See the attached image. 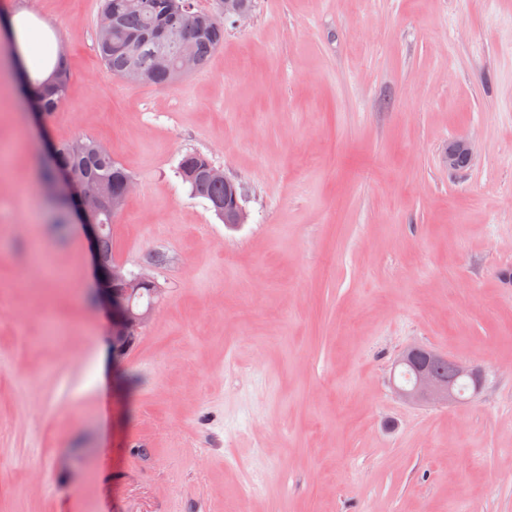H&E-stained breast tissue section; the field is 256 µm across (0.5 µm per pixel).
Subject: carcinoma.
I'll return each mask as SVG.
<instances>
[{"label":"carcinoma","instance_id":"1","mask_svg":"<svg viewBox=\"0 0 512 512\" xmlns=\"http://www.w3.org/2000/svg\"><path fill=\"white\" fill-rule=\"evenodd\" d=\"M101 12L112 15V32L108 38L96 36L97 52L106 69L115 77L137 66L147 74L146 83L165 89L175 83L179 65L178 47L164 41L158 31L183 27L191 41L198 67H204L224 44V16L196 10L191 0H101ZM56 78L31 97L33 109L48 116L65 101L68 94L66 65H55ZM54 166L44 169V182H53L59 171L70 173L81 187L97 191L103 201L96 223L107 225L100 242L103 259L101 272L105 286H112L111 226L115 212L112 196L124 192L131 178L127 170L112 157L100 142L78 138L53 146ZM210 159L203 153L187 151L182 155L177 173L197 194Z\"/></svg>","mask_w":512,"mask_h":512}]
</instances>
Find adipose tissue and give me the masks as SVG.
I'll use <instances>...</instances> for the list:
<instances>
[{"mask_svg": "<svg viewBox=\"0 0 512 512\" xmlns=\"http://www.w3.org/2000/svg\"><path fill=\"white\" fill-rule=\"evenodd\" d=\"M0 26L17 47L10 61L11 69L25 70L35 79L46 80L53 71V63L44 50L45 42L53 36L50 24L26 13H16L6 17Z\"/></svg>", "mask_w": 512, "mask_h": 512, "instance_id": "obj_1", "label": "adipose tissue"}]
</instances>
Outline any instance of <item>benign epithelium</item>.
I'll return each mask as SVG.
<instances>
[{
	"label": "benign epithelium",
	"mask_w": 512,
	"mask_h": 512,
	"mask_svg": "<svg viewBox=\"0 0 512 512\" xmlns=\"http://www.w3.org/2000/svg\"><path fill=\"white\" fill-rule=\"evenodd\" d=\"M224 15L237 19L241 23L250 17V12L243 9L240 0H223ZM169 43L182 49L183 69L190 70L196 67V60L185 52V42L182 33L173 29L167 35ZM462 154L466 159H472V146L468 139L461 137L450 142L448 148V170H457L454 161L456 154ZM207 178L213 181L224 182L226 195L224 202L210 200L211 209L224 213V224L235 228L247 219V212L241 203L240 188L232 179L224 175L223 171L215 165H210ZM148 291L150 302L141 306L140 298L143 291ZM159 289L147 275H134L127 273L117 264L112 265V287L103 289L101 304L112 314V350L122 352L136 339L140 330L150 320L157 302ZM437 356L431 349L412 345L406 348L397 361L402 364L408 360L415 362V379L412 385L402 387L394 385L395 393L407 401H422L434 404L457 403L452 383L440 377L428 366L430 358Z\"/></svg>",
	"instance_id": "7a95c632"
}]
</instances>
